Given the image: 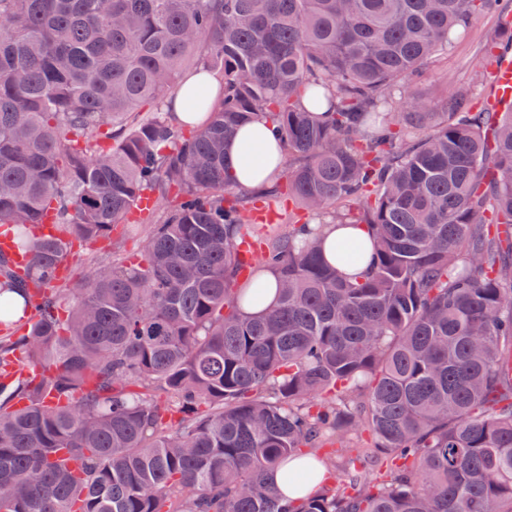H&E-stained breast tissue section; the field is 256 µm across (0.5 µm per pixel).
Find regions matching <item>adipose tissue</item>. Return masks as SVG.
Wrapping results in <instances>:
<instances>
[{"label": "adipose tissue", "mask_w": 512, "mask_h": 512, "mask_svg": "<svg viewBox=\"0 0 512 512\" xmlns=\"http://www.w3.org/2000/svg\"><path fill=\"white\" fill-rule=\"evenodd\" d=\"M225 153L238 184L259 189L272 184L282 168V153L266 122L252 121L241 126L227 142Z\"/></svg>", "instance_id": "1"}]
</instances>
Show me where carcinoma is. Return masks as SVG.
Instances as JSON below:
<instances>
[{"label":"carcinoma","mask_w":512,"mask_h":512,"mask_svg":"<svg viewBox=\"0 0 512 512\" xmlns=\"http://www.w3.org/2000/svg\"><path fill=\"white\" fill-rule=\"evenodd\" d=\"M496 2L0 0V231L30 255L0 257V512H512V102L393 110ZM508 50L512 12L485 71ZM190 59L222 76L196 126L165 111ZM257 116L286 166L252 193L224 145ZM281 196L319 222L259 232ZM135 224L55 287L71 240ZM329 224L369 247L328 260ZM300 457L328 481L287 498ZM326 231L325 254L329 260L332 258V249L334 247L335 251L337 242L344 240L363 242L369 240L366 228L358 224H349L346 226L330 224ZM304 465L305 463L303 459L290 460L285 465H281L280 467L272 471L268 475L269 480L279 489L283 490L291 498H300L309 493H313L317 491L319 487L322 485V471L320 472V476L317 483H311L301 489L292 488L291 491L290 489H288V483L286 480L287 473L290 470L302 468L304 467Z\"/></svg>","instance_id":"1"}]
</instances>
